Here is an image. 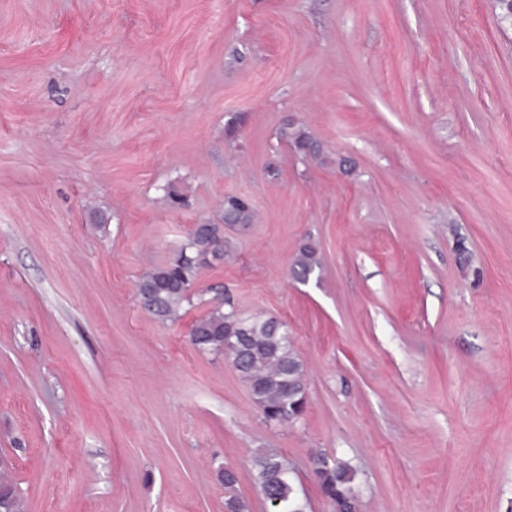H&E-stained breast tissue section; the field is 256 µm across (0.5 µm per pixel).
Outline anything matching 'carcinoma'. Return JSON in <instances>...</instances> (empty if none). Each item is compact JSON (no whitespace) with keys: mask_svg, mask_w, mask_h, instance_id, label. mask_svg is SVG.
<instances>
[{"mask_svg":"<svg viewBox=\"0 0 512 512\" xmlns=\"http://www.w3.org/2000/svg\"><path fill=\"white\" fill-rule=\"evenodd\" d=\"M280 136L304 150L311 146L306 130L298 125L285 126ZM251 219L248 202L237 196L224 198V223L247 224ZM321 266L318 246L301 244L292 263L293 276L307 282ZM210 265L198 258L192 238L166 262L150 269L136 282V292L150 295L149 314L158 322L173 323L192 305L189 287ZM206 306L194 320L190 333L201 351L222 354L224 346L239 345L232 361L246 381L254 404L265 422L280 424L299 421L308 404L304 367L295 350L288 327L273 317L246 316L233 299L216 292L200 299ZM254 482L270 512H308L309 503L299 489L296 474L288 460L274 448H259L252 456ZM356 471L344 462L334 461L331 472L318 480L323 496L332 501L337 512H354ZM17 484L6 467L0 468V512H22Z\"/></svg>","mask_w":512,"mask_h":512,"instance_id":"carcinoma-1","label":"carcinoma"}]
</instances>
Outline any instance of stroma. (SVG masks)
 <instances>
[{"mask_svg":"<svg viewBox=\"0 0 512 512\" xmlns=\"http://www.w3.org/2000/svg\"><path fill=\"white\" fill-rule=\"evenodd\" d=\"M195 224L236 259L193 293L287 323L300 423L191 343L203 306L140 310ZM259 448L311 512L317 452L356 468L360 512H512V26L492 0H0V462L24 512H225L223 465L265 512ZM251 219V209L246 200L237 196L224 198L225 223L247 224ZM320 266L321 258L318 246L311 241H306L299 246L294 257L292 274L297 280L305 283L317 269H320Z\"/></svg>","mask_w":512,"mask_h":512,"instance_id":"obj_1","label":"stroma"}]
</instances>
